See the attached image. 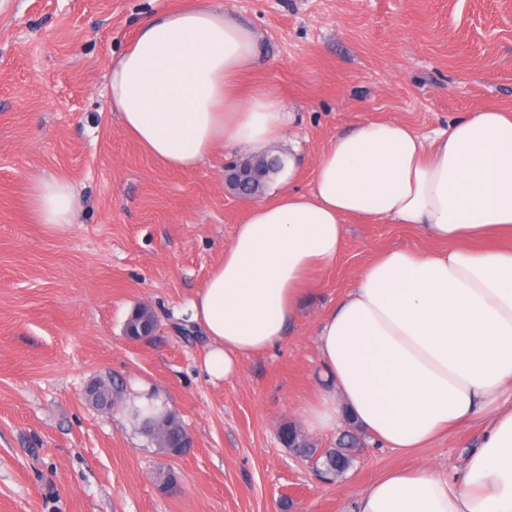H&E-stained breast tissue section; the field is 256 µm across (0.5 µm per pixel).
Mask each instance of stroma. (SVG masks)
Returning a JSON list of instances; mask_svg holds the SVG:
<instances>
[{"label":"stroma","instance_id":"obj_1","mask_svg":"<svg viewBox=\"0 0 512 512\" xmlns=\"http://www.w3.org/2000/svg\"><path fill=\"white\" fill-rule=\"evenodd\" d=\"M192 0H0V512H354L387 470L451 471L478 425L415 454L366 446L327 480L279 440L304 427L324 378L321 315L379 253L443 249L417 226L352 218L341 254L317 273L295 326L238 374L211 382L208 340L187 303L224 255L248 201L224 183L237 153L190 170L150 156L120 124L106 76L149 15ZM247 23L262 48L243 94L274 91L292 122L281 146L308 190L324 147L369 119L421 136L493 108L512 117V0H209ZM72 184V224L32 218V179ZM149 307L155 336L123 334ZM152 386L184 424L190 450L167 457L85 387ZM174 470L177 487L156 475Z\"/></svg>","mask_w":512,"mask_h":512}]
</instances>
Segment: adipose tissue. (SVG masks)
<instances>
[{
  "label": "adipose tissue",
  "instance_id": "1",
  "mask_svg": "<svg viewBox=\"0 0 512 512\" xmlns=\"http://www.w3.org/2000/svg\"><path fill=\"white\" fill-rule=\"evenodd\" d=\"M254 32L196 4L152 15L113 60L110 101L152 157L194 168L218 148L258 154L283 139L286 108L273 91L242 96L258 66ZM28 205L52 231L73 220L66 180L34 179ZM413 224L445 251L377 255L319 320L328 386L305 410L333 429L348 418L370 443L409 454L470 423L478 448L448 474L424 465L387 471L355 512H512V248L471 250L462 239L512 234V119L487 110L432 138L368 120L321 154L310 190H282L249 207L224 256L189 302L209 340V380L236 376L294 325L315 274L339 257L348 219Z\"/></svg>",
  "mask_w": 512,
  "mask_h": 512
}]
</instances>
